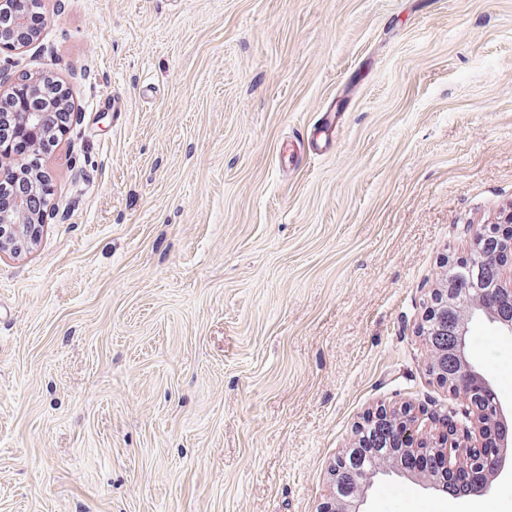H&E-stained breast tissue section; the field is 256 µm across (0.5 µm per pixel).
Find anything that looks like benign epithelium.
Returning a JSON list of instances; mask_svg holds the SVG:
<instances>
[{"label":"benign epithelium","mask_w":512,"mask_h":512,"mask_svg":"<svg viewBox=\"0 0 512 512\" xmlns=\"http://www.w3.org/2000/svg\"><path fill=\"white\" fill-rule=\"evenodd\" d=\"M37 37L38 33L28 27L25 0H0V51L19 49ZM28 87L41 90L43 101L54 108L51 113H31L25 125L26 137L33 147L39 148L46 143L48 128L45 118L50 116L61 123L71 118L73 109L61 83L49 75H25L19 83L11 86L10 93ZM9 163L10 172L24 177L29 188L37 190V176L28 173L23 156H13ZM44 217L45 212L32 209L29 195L17 194L12 208L0 211V251L17 254L28 249L37 240ZM485 236L499 240L495 259L511 251L512 213L500 224L481 226L473 231L476 241ZM450 308L458 311L457 345L451 350L435 339L446 327ZM480 317L495 323L500 332L512 335V268L498 265L496 287L489 291L473 284L465 288L445 285L432 289L427 299L419 327V336L425 344L427 371L441 385L464 395L466 408L462 417H457L455 412L427 409L416 412L408 405L398 408L378 406L368 413L365 422L379 421L398 433L406 447L353 478L347 467L350 449L342 450L329 463L326 474L328 490L317 512H363L361 506L367 491L380 475L404 476L428 489L446 492V476L453 472H466L469 480L454 489L457 496L485 494L492 489L502 472L503 458L499 449L512 447V425L508 423L500 402H495L491 413L487 414L478 407L470 389L473 384L492 387L490 380L470 361L466 345L469 324ZM450 353L457 356L460 363L459 370L454 373L448 372ZM432 428L436 431L434 435L428 433ZM413 454L431 455L443 468V473L411 469L407 458Z\"/></svg>","instance_id":"1"}]
</instances>
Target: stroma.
I'll use <instances>...</instances> for the list:
<instances>
[{
    "label": "stroma",
    "mask_w": 512,
    "mask_h": 512,
    "mask_svg": "<svg viewBox=\"0 0 512 512\" xmlns=\"http://www.w3.org/2000/svg\"><path fill=\"white\" fill-rule=\"evenodd\" d=\"M38 4L0 91L48 74L78 114L0 256V512H316L369 411L462 407L417 328L512 213V0ZM469 352L512 408V335ZM363 508L512 512V472ZM45 211L32 209L29 195L17 193L8 211H0V254L9 250L17 254L29 248L39 236L44 223Z\"/></svg>",
    "instance_id": "stroma-1"
}]
</instances>
